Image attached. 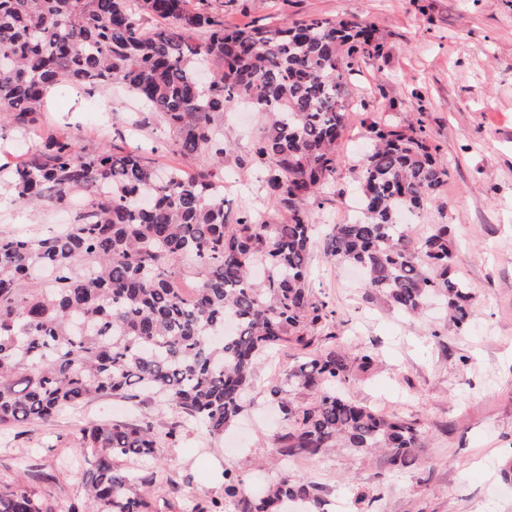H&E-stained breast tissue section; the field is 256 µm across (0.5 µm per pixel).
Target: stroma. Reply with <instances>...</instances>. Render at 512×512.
<instances>
[{"label":"stroma","instance_id":"1","mask_svg":"<svg viewBox=\"0 0 512 512\" xmlns=\"http://www.w3.org/2000/svg\"><path fill=\"white\" fill-rule=\"evenodd\" d=\"M212 6L225 23L240 27L321 16L363 21L385 45V60L360 62L352 80L348 134L338 150L334 193L316 216L319 227L342 221L339 193L349 190L351 165L364 149V118L389 112L398 123L422 119L448 160L447 183L412 226L422 233L435 224L449 226L458 273L477 302L469 328L434 337L446 322L438 306L421 317L399 314L383 301H367L351 269L328 263L320 249L309 262L314 292L336 308L334 324L314 335L313 352L352 356L366 349L377 356L375 369L355 374L347 394L420 423L427 432L420 463L394 471L382 453L350 448L311 459L285 461L275 454L271 437L283 418L267 395L296 361L288 349L256 367L249 405L216 442L175 408L151 399L134 407L95 399L64 409L48 424L0 427V488L24 480L49 512H71L84 496L73 453L81 428L148 417L162 435L163 467L177 483L158 498L160 512H194L222 498L226 469L250 487H268L286 472L308 477L339 512H355L362 490L378 495L374 512H512V495L499 493L504 470L512 469V0H213ZM139 108L120 87L77 103L55 101L35 127L0 140V158L13 159L21 142L35 144L55 132L72 133L81 146L96 150L119 129L129 145L165 163L174 154V137L160 124L136 125ZM264 122L255 110L224 114L230 212L271 211L247 165ZM72 221L69 209L0 205V230L40 236ZM170 430L175 438H167Z\"/></svg>","mask_w":512,"mask_h":512}]
</instances>
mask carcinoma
<instances>
[{
    "label": "carcinoma",
    "instance_id": "1",
    "mask_svg": "<svg viewBox=\"0 0 512 512\" xmlns=\"http://www.w3.org/2000/svg\"><path fill=\"white\" fill-rule=\"evenodd\" d=\"M208 0H0V137L34 123L54 86L92 96L120 85L163 124L184 157L208 164L160 170L146 153L109 143L96 151L63 132L22 162H7L9 204L63 209L80 194L74 223L32 237L0 232V424L51 422L90 399L151 397L221 439L245 410L255 365L336 316L313 294L314 246L336 265L364 272L366 299L410 316L441 298L448 324L474 320V297L456 276L448 225L415 237L403 223L448 180L422 121L402 127L364 119L371 142L353 168L361 217L316 239V212L336 179L347 128L348 89L360 62L384 44L372 26L312 17L229 26ZM248 103L267 116L249 165L274 216L225 209L224 112ZM149 204H143L144 199ZM201 280L187 299L176 266ZM369 353L311 356L269 388L285 426L272 448L285 460L331 448L382 450L394 470L418 462L425 432L338 391L373 370ZM312 396L296 405L289 392ZM77 453L87 502L72 512H151L161 479L148 418L80 430ZM132 458L143 468L117 467ZM322 489L285 474L261 498L224 471V499L195 512H324ZM0 512H45L23 485L0 490Z\"/></svg>",
    "mask_w": 512,
    "mask_h": 512
}]
</instances>
